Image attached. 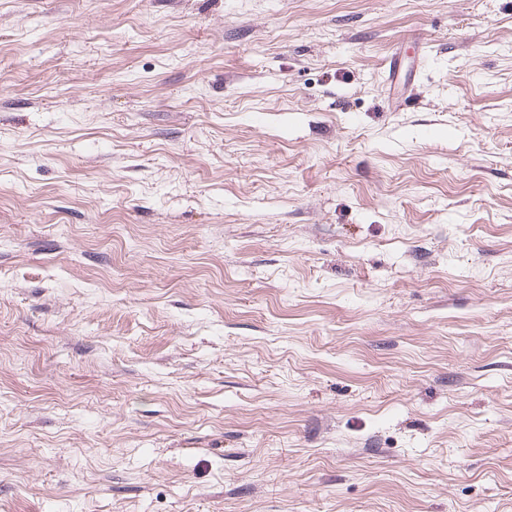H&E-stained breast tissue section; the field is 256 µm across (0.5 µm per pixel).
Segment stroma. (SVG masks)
Here are the masks:
<instances>
[{"mask_svg":"<svg viewBox=\"0 0 512 512\" xmlns=\"http://www.w3.org/2000/svg\"><path fill=\"white\" fill-rule=\"evenodd\" d=\"M0 512H512V0H0Z\"/></svg>","mask_w":512,"mask_h":512,"instance_id":"35a3bbf8","label":"stroma"}]
</instances>
